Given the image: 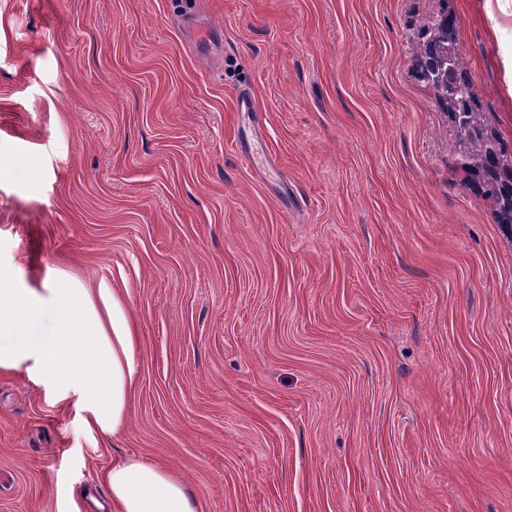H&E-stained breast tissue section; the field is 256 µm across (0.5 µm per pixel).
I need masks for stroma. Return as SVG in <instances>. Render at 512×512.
<instances>
[{
    "instance_id": "stroma-1",
    "label": "stroma",
    "mask_w": 512,
    "mask_h": 512,
    "mask_svg": "<svg viewBox=\"0 0 512 512\" xmlns=\"http://www.w3.org/2000/svg\"><path fill=\"white\" fill-rule=\"evenodd\" d=\"M439 6L0 0V267L139 336L115 441L0 375V512L128 457L204 512H512V236L412 72ZM447 6L512 146V4Z\"/></svg>"
}]
</instances>
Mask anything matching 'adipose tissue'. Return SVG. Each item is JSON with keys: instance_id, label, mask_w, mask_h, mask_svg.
Returning <instances> with one entry per match:
<instances>
[{"instance_id": "ef3b65f1", "label": "adipose tissue", "mask_w": 512, "mask_h": 512, "mask_svg": "<svg viewBox=\"0 0 512 512\" xmlns=\"http://www.w3.org/2000/svg\"><path fill=\"white\" fill-rule=\"evenodd\" d=\"M137 336L110 288H88L67 271L19 287L0 268V374H20L52 403L76 406L85 428L116 436L128 420ZM104 481L116 512H199L197 497L168 468L113 463Z\"/></svg>"}]
</instances>
